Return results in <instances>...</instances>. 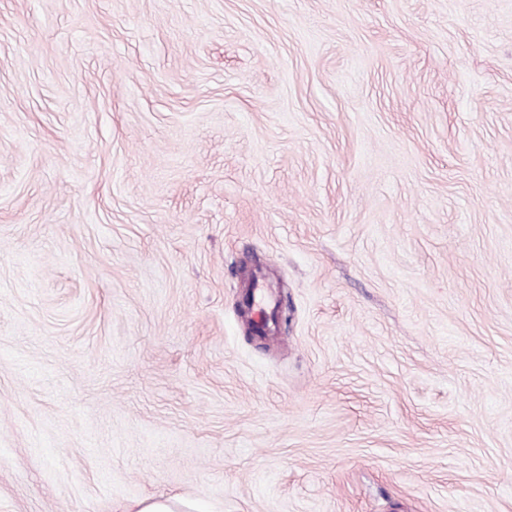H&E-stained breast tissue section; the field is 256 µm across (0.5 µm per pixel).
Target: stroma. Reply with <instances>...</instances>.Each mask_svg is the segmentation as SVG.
I'll return each instance as SVG.
<instances>
[{
	"mask_svg": "<svg viewBox=\"0 0 512 512\" xmlns=\"http://www.w3.org/2000/svg\"><path fill=\"white\" fill-rule=\"evenodd\" d=\"M160 497L512 512V0H0V512Z\"/></svg>",
	"mask_w": 512,
	"mask_h": 512,
	"instance_id": "1",
	"label": "stroma"
}]
</instances>
